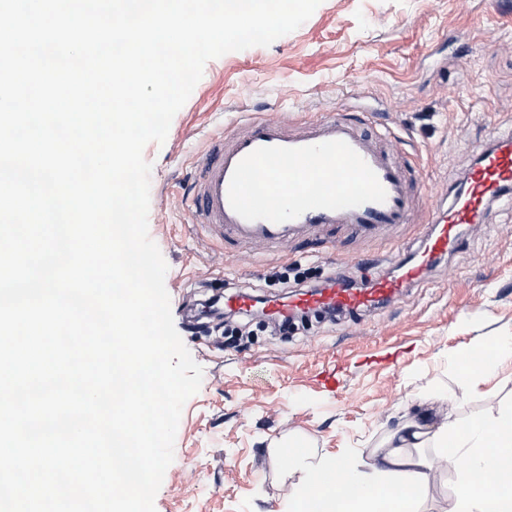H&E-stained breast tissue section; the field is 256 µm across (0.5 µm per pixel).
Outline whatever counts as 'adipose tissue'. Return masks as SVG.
Segmentation results:
<instances>
[{
  "mask_svg": "<svg viewBox=\"0 0 512 512\" xmlns=\"http://www.w3.org/2000/svg\"><path fill=\"white\" fill-rule=\"evenodd\" d=\"M507 361L512 336L462 351L463 387ZM396 437L367 472L347 457L316 458L294 448L288 463L301 477L288 491V512H421L438 460L462 471L452 512H512V405L463 425L424 411ZM424 447L434 455H421Z\"/></svg>",
  "mask_w": 512,
  "mask_h": 512,
  "instance_id": "obj_1",
  "label": "adipose tissue"
}]
</instances>
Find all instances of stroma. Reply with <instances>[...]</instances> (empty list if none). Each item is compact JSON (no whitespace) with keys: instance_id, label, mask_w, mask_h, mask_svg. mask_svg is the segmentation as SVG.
<instances>
[{"instance_id":"obj_1","label":"stroma","mask_w":512,"mask_h":512,"mask_svg":"<svg viewBox=\"0 0 512 512\" xmlns=\"http://www.w3.org/2000/svg\"><path fill=\"white\" fill-rule=\"evenodd\" d=\"M338 107L377 123L422 206L448 204L476 157L512 133V0H322L270 46L208 61L165 143L146 145L149 236L168 265L175 327L203 369L156 512H287L290 442L367 464L419 411L443 405L465 423L512 403V363L465 390L451 362L512 335V194L382 308L283 332L240 320L234 336L206 313L214 295L285 296L266 279L274 266L311 281L335 273L367 281L420 245L417 223L375 237L340 227L331 242L223 250L189 224L184 189L214 134L243 131L255 117L295 123Z\"/></svg>"}]
</instances>
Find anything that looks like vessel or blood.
I'll list each match as a JSON object with an SVG mask.
<instances>
[{"label":"vessel or blood","mask_w":512,"mask_h":512,"mask_svg":"<svg viewBox=\"0 0 512 512\" xmlns=\"http://www.w3.org/2000/svg\"><path fill=\"white\" fill-rule=\"evenodd\" d=\"M512 184V134L469 172L466 188L437 208L416 257L379 274L366 288L332 282L316 294L269 302L272 315L333 307L361 312L421 282L456 248L460 227L483 223L489 201ZM191 223L226 244L262 248L351 226L367 236L413 221L415 199L393 153L342 113L296 126L259 118L242 133L211 137L183 195Z\"/></svg>","instance_id":"obj_1"}]
</instances>
